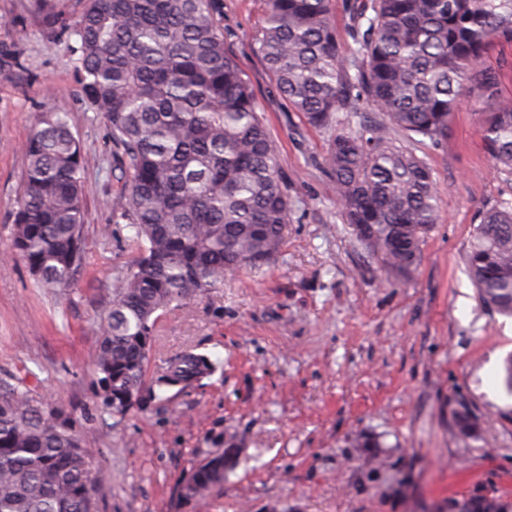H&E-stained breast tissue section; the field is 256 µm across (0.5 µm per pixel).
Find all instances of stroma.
I'll return each mask as SVG.
<instances>
[{"label": "stroma", "instance_id": "1", "mask_svg": "<svg viewBox=\"0 0 512 512\" xmlns=\"http://www.w3.org/2000/svg\"><path fill=\"white\" fill-rule=\"evenodd\" d=\"M224 41L265 113L293 201L288 235L263 273H243L163 314L151 367L193 346L213 376L170 390L119 424L101 411L88 353L111 284L136 249L115 209L124 182L112 134L83 94L65 43L27 0H0V379L70 416L103 461L98 512H448L476 493L512 499V318L478 299L464 261L478 207L505 185L462 98L447 143L420 144L441 211L405 276L385 272L344 224L319 161L325 136L277 93L251 38L263 0H223ZM68 113L82 146L86 266L73 288L42 287L8 249L22 145L36 115ZM479 422L461 434L455 414ZM234 449L222 486L183 501L201 460Z\"/></svg>", "mask_w": 512, "mask_h": 512}]
</instances>
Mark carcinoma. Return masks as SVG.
Here are the masks:
<instances>
[{
  "mask_svg": "<svg viewBox=\"0 0 512 512\" xmlns=\"http://www.w3.org/2000/svg\"><path fill=\"white\" fill-rule=\"evenodd\" d=\"M45 32L67 42L90 108L112 130L125 180L118 218L137 256L111 289L91 352L102 412L120 422L217 371L186 349L154 374L156 323L172 305L258 273L284 243L292 201L251 83L224 42L222 0H86L66 21L32 0ZM342 55L332 0H264L252 50L279 94L327 135L322 170L352 234L388 272L409 273L440 218L433 170L412 145H439L465 92L482 140L512 184V98L484 65L512 41V0H353ZM26 166L10 251L49 288L85 261L82 148L66 112L44 108ZM465 262L480 302L512 317V198L477 213ZM231 448L194 465L185 500L224 483ZM102 464L71 419L0 380V512H97Z\"/></svg>",
  "mask_w": 512,
  "mask_h": 512,
  "instance_id": "1",
  "label": "carcinoma"
}]
</instances>
